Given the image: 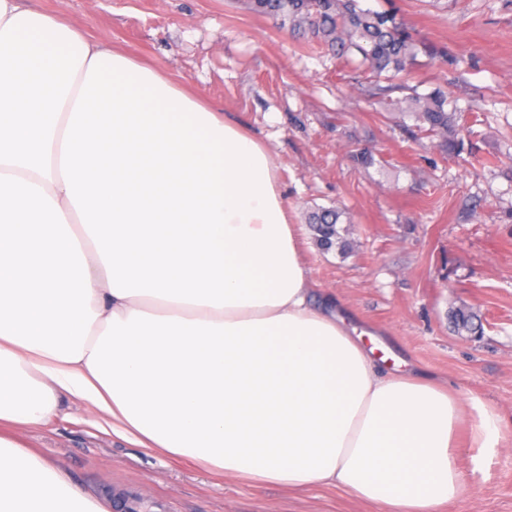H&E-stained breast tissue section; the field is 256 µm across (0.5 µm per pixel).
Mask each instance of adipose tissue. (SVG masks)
<instances>
[{
  "label": "adipose tissue",
  "mask_w": 512,
  "mask_h": 512,
  "mask_svg": "<svg viewBox=\"0 0 512 512\" xmlns=\"http://www.w3.org/2000/svg\"><path fill=\"white\" fill-rule=\"evenodd\" d=\"M268 148L0 0V512H107L27 447L83 403L150 454L379 512L465 488L449 384L316 305Z\"/></svg>",
  "instance_id": "1"
}]
</instances>
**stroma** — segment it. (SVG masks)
I'll return each mask as SVG.
<instances>
[{
  "label": "stroma",
  "instance_id": "stroma-1",
  "mask_svg": "<svg viewBox=\"0 0 512 512\" xmlns=\"http://www.w3.org/2000/svg\"><path fill=\"white\" fill-rule=\"evenodd\" d=\"M196 95L265 144L316 295L335 294L357 327L452 383L464 405L500 415L495 448L459 434L462 495L441 512H512V0H362L395 10L454 63L418 55L398 77L366 79L255 13L248 0H26ZM452 91L460 146L420 133L413 94ZM342 212L350 248L320 246L309 217ZM481 316L457 333L450 310ZM25 439L89 494L147 512H378L337 489L293 494L149 455L66 413Z\"/></svg>",
  "mask_w": 512,
  "mask_h": 512
}]
</instances>
